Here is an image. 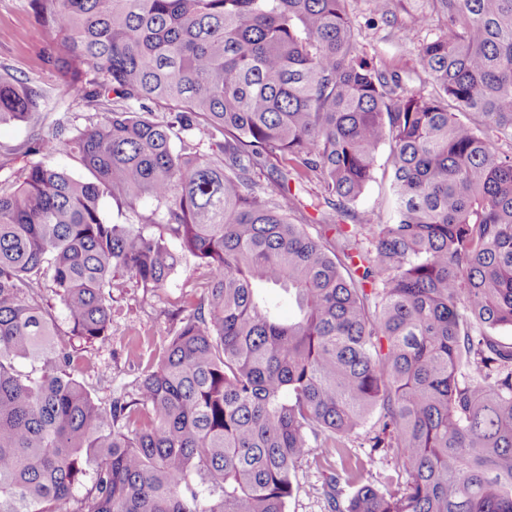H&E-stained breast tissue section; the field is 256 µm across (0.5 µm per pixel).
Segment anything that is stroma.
Masks as SVG:
<instances>
[{
  "mask_svg": "<svg viewBox=\"0 0 512 512\" xmlns=\"http://www.w3.org/2000/svg\"><path fill=\"white\" fill-rule=\"evenodd\" d=\"M347 12L359 44L360 55L380 69L397 72L408 90L425 93L431 86L419 65L424 42L446 36L447 27L433 21L414 28L418 14L428 12V0H393L389 16H381L374 0H347ZM41 32L30 0H0V73L39 87L44 102L27 121L0 123V184L16 182L36 162L29 153L32 138L48 137L57 127L83 128L101 120L106 106L59 86L39 54ZM388 153L380 151L372 181L355 207L356 223L374 224L386 218L384 205L388 181L382 173ZM202 272L193 259H184L168 285L155 294L143 293L135 283L112 291V341L93 346L70 336L61 323V335L69 336L78 353L74 374L102 406L119 395L134 393L148 359L159 354L179 327V320L197 303ZM326 477L315 458L303 460L297 471L298 488L288 512H328L322 495Z\"/></svg>",
  "mask_w": 512,
  "mask_h": 512,
  "instance_id": "stroma-1",
  "label": "stroma"
}]
</instances>
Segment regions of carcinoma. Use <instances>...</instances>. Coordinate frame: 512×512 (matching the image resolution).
Instances as JSON below:
<instances>
[{"mask_svg":"<svg viewBox=\"0 0 512 512\" xmlns=\"http://www.w3.org/2000/svg\"><path fill=\"white\" fill-rule=\"evenodd\" d=\"M345 2L31 0L44 64L112 110L29 146L85 178L0 186V512H288L310 456L331 512H512V0H429L426 94L360 59ZM42 100L0 75V123ZM384 146L392 221L348 226ZM293 183L333 211L314 235ZM181 256L198 305L97 404L44 291L104 344L116 278L153 293ZM352 450L364 460V477L368 482L379 486L380 482L384 481V477L393 474L394 462L390 456L380 453L369 456V448H352Z\"/></svg>","mask_w":512,"mask_h":512,"instance_id":"cac0c4a2","label":"carcinoma"}]
</instances>
